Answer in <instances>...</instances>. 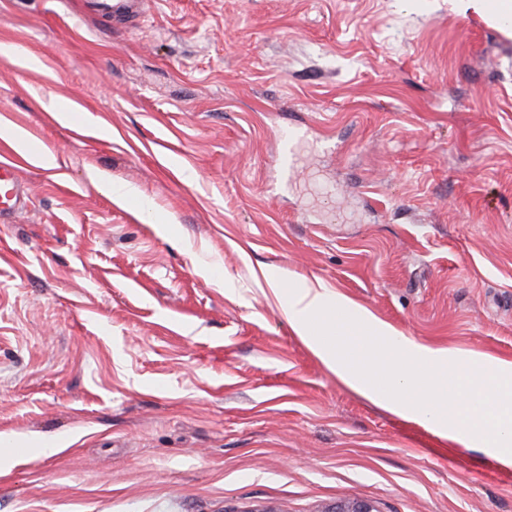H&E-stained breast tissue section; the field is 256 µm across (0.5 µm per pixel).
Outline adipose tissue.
<instances>
[{
  "instance_id": "adipose-tissue-1",
  "label": "adipose tissue",
  "mask_w": 512,
  "mask_h": 512,
  "mask_svg": "<svg viewBox=\"0 0 512 512\" xmlns=\"http://www.w3.org/2000/svg\"><path fill=\"white\" fill-rule=\"evenodd\" d=\"M263 278L293 334L344 385L512 468V359L421 343L324 285L287 289L273 270Z\"/></svg>"
}]
</instances>
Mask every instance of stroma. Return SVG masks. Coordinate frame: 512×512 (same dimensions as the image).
<instances>
[{
  "instance_id": "1",
  "label": "stroma",
  "mask_w": 512,
  "mask_h": 512,
  "mask_svg": "<svg viewBox=\"0 0 512 512\" xmlns=\"http://www.w3.org/2000/svg\"><path fill=\"white\" fill-rule=\"evenodd\" d=\"M0 124L32 148L0 137L28 194L0 221V512H512V469L346 388L261 275L512 358V37L482 13L0 0ZM98 10L112 19L138 14L145 1L142 0H97Z\"/></svg>"
}]
</instances>
